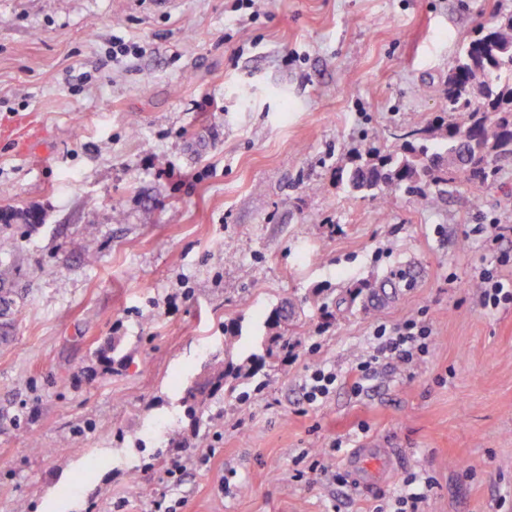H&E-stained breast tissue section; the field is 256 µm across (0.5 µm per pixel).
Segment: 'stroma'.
<instances>
[{"mask_svg": "<svg viewBox=\"0 0 512 512\" xmlns=\"http://www.w3.org/2000/svg\"><path fill=\"white\" fill-rule=\"evenodd\" d=\"M231 6L0 0V127L42 129L29 149L0 138V212L42 216L0 221L17 241L0 252V512H376L411 475L435 483L424 512H512V300L475 286L484 268L512 282V159L433 210L336 177L441 115L463 41L512 0ZM118 39L139 52L113 57ZM406 266L414 287L321 316ZM285 300L287 366L235 380L191 427L181 401L223 365L225 323L249 355ZM412 318L432 329L424 362L354 392L376 327ZM319 364L338 380L311 404ZM364 437L397 450L394 477L339 486L335 443Z\"/></svg>", "mask_w": 512, "mask_h": 512, "instance_id": "1", "label": "stroma"}]
</instances>
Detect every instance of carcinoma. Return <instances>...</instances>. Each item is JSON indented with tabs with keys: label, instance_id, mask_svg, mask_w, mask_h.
<instances>
[{
	"label": "carcinoma",
	"instance_id": "cac0c4a2",
	"mask_svg": "<svg viewBox=\"0 0 512 512\" xmlns=\"http://www.w3.org/2000/svg\"><path fill=\"white\" fill-rule=\"evenodd\" d=\"M445 115L435 123L410 131L401 145L384 153L368 149L358 161L337 169L348 187L364 196L390 187L414 194L424 208H432L448 193V183L457 177L478 191L497 175L498 161L512 157V13L496 16L463 43L448 72ZM358 289L321 306L326 317L332 308L354 301ZM293 317L288 301L266 318L271 334L261 341L262 353L234 358L239 327L224 325V368L214 380L196 382L182 398L184 416L198 424L207 397L226 385L265 366L276 357L284 340L281 330Z\"/></svg>",
	"mask_w": 512,
	"mask_h": 512
}]
</instances>
